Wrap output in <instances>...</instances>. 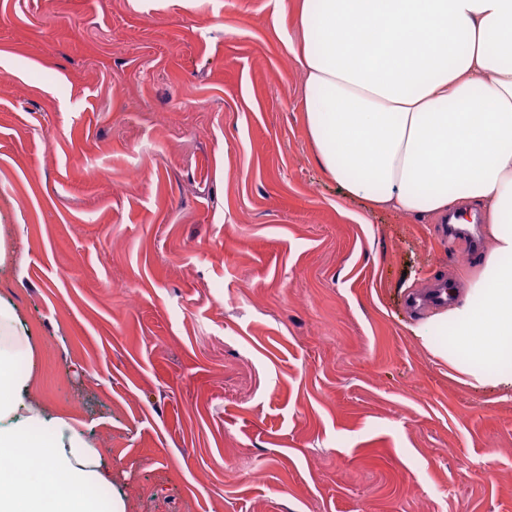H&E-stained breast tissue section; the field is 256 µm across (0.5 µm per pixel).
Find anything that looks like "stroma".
I'll return each mask as SVG.
<instances>
[{
	"label": "stroma",
	"instance_id": "stroma-1",
	"mask_svg": "<svg viewBox=\"0 0 512 512\" xmlns=\"http://www.w3.org/2000/svg\"><path fill=\"white\" fill-rule=\"evenodd\" d=\"M297 36L280 0H0V299L29 398L81 422L124 512H512V392L410 330L491 244L356 221Z\"/></svg>",
	"mask_w": 512,
	"mask_h": 512
}]
</instances>
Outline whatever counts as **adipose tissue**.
I'll return each instance as SVG.
<instances>
[{"instance_id": "adipose-tissue-1", "label": "adipose tissue", "mask_w": 512, "mask_h": 512, "mask_svg": "<svg viewBox=\"0 0 512 512\" xmlns=\"http://www.w3.org/2000/svg\"><path fill=\"white\" fill-rule=\"evenodd\" d=\"M304 120L323 173L368 211L480 207L493 242L463 302L412 333L461 382L512 390V0H298ZM0 304V512H96L112 471L75 420L27 399Z\"/></svg>"}]
</instances>
